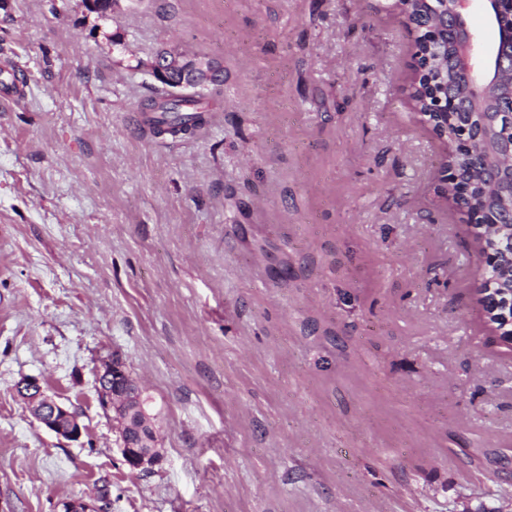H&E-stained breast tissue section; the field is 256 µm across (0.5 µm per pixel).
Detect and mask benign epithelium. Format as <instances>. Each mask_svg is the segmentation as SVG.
Returning a JSON list of instances; mask_svg holds the SVG:
<instances>
[{
	"label": "benign epithelium",
	"mask_w": 512,
	"mask_h": 512,
	"mask_svg": "<svg viewBox=\"0 0 512 512\" xmlns=\"http://www.w3.org/2000/svg\"><path fill=\"white\" fill-rule=\"evenodd\" d=\"M428 6L426 29L431 41L445 37L451 48V59L443 65H451L452 74L461 80L464 88L462 99L443 93L440 80L430 79L431 59L424 53H415L414 80L409 96L416 99L424 96L426 111L420 113L437 135L450 144V153L458 150H473V143L483 130L496 134L497 148L484 160L497 173V191L512 198V0H482L486 14L498 23L499 44L486 49L481 55L474 52L475 35L470 30L466 17L473 0H425ZM220 65L200 57L183 55L172 59L168 56L156 58L153 75L166 79L171 74L181 76V85L194 90L207 89L219 74ZM498 102L497 114L493 119L479 124L472 130L463 126L456 134H448V124L442 117L451 112L466 111L471 117L485 112V106ZM442 192L452 197L466 210L470 223L474 224L477 238L488 242L496 241L501 233L500 215L489 207L480 206L471 193L468 183L459 178L457 169L446 165L443 170ZM485 314L489 322L507 327L506 339L512 341V299L484 300ZM99 403L113 413L120 422L121 452L126 464L133 470L141 469L155 462L154 449L150 438L157 437L154 425L140 420L124 406L127 393H139L141 389L132 382L124 363L114 359L104 366L97 378ZM18 393L24 398L32 415L45 428L69 440L82 435L83 426L78 415L65 405L45 394L40 381L35 377L23 379ZM149 427L152 437L143 435L142 428Z\"/></svg>",
	"instance_id": "benign-epithelium-1"
}]
</instances>
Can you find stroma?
I'll use <instances>...</instances> for the list:
<instances>
[{"label":"stroma","instance_id":"1","mask_svg":"<svg viewBox=\"0 0 512 512\" xmlns=\"http://www.w3.org/2000/svg\"><path fill=\"white\" fill-rule=\"evenodd\" d=\"M164 50L224 67L180 138L142 122ZM415 51L393 0H0L28 83L0 102V512H512V346ZM115 356L141 470L98 402ZM97 391L99 403L107 411L112 410L113 418L120 423V439H121V452L126 464L133 470L144 468L155 462V448H138L137 440L128 438L125 434V424L120 417L123 413L127 420L126 427L138 432V437L141 438V444L147 447H154L150 445L151 440L143 435L142 428L149 426V432L158 442V436L153 424L147 423V413L142 409L141 413L143 421L139 424L140 417L131 414V409L125 408L122 403L125 402L124 396L126 393H139L142 392L139 386L132 382L124 363L119 359H112L104 366L103 371L100 372L97 378ZM18 393L24 398L32 415L45 428L69 440H78L83 426L78 415L65 405L45 394L40 381L35 377L23 379Z\"/></svg>","mask_w":512,"mask_h":512}]
</instances>
